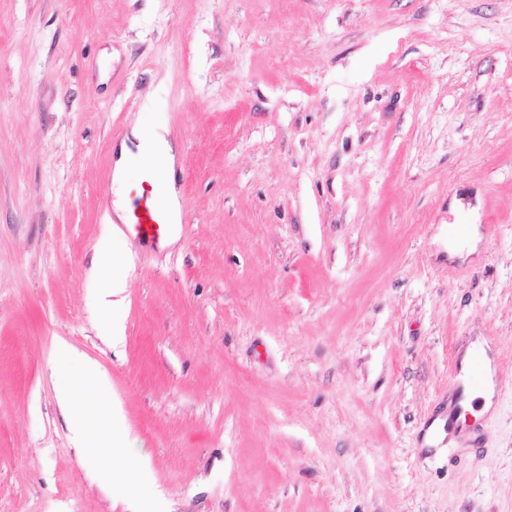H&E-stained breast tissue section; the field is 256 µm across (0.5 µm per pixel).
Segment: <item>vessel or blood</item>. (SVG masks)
Wrapping results in <instances>:
<instances>
[{
	"label": "vessel or blood",
	"mask_w": 512,
	"mask_h": 512,
	"mask_svg": "<svg viewBox=\"0 0 512 512\" xmlns=\"http://www.w3.org/2000/svg\"><path fill=\"white\" fill-rule=\"evenodd\" d=\"M145 179L128 216V230L143 243L160 244L170 234L175 217L165 192L166 161L157 152L138 158Z\"/></svg>",
	"instance_id": "b4317fda"
}]
</instances>
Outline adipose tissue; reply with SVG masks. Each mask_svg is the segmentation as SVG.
I'll use <instances>...</instances> for the list:
<instances>
[{"mask_svg":"<svg viewBox=\"0 0 512 512\" xmlns=\"http://www.w3.org/2000/svg\"><path fill=\"white\" fill-rule=\"evenodd\" d=\"M151 148L175 165L176 153L164 126L133 127L129 144L120 145L113 179L116 200L114 206L120 219H127L132 206L131 188L127 181V166L133 148ZM129 256L120 228L100 241L97 248V268H108L110 275L101 293V302L109 312H116L127 288L122 273ZM61 413L72 434L73 445L85 464L108 479L123 480L131 468V441L128 433L114 434L113 426L123 420L120 405L108 396V383L97 363L85 358L67 342H59L51 369Z\"/></svg>","mask_w":512,"mask_h":512,"instance_id":"adipose-tissue-1","label":"adipose tissue"}]
</instances>
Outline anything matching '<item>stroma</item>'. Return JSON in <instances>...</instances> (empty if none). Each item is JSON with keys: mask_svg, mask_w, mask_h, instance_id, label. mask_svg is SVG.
Masks as SVG:
<instances>
[{"mask_svg": "<svg viewBox=\"0 0 512 512\" xmlns=\"http://www.w3.org/2000/svg\"><path fill=\"white\" fill-rule=\"evenodd\" d=\"M177 146L186 222L128 239L117 149ZM475 225L455 254L448 227ZM96 360L147 466L77 454ZM486 344L494 407L422 434ZM512 512V0H0V512ZM112 234L100 241L97 248L96 267L108 270L112 267V274L107 278L106 286L101 293L103 306L112 314L121 305L120 296L127 288L126 277L122 273L123 265L129 262V256L125 251L124 235L118 224L111 218ZM113 298V299H111ZM51 381L73 445L85 464L113 481L129 477L131 441L127 432H112V424L123 420L122 409L109 398L98 364L60 341ZM105 423L109 428L101 427Z\"/></svg>", "mask_w": 512, "mask_h": 512, "instance_id": "1", "label": "stroma"}]
</instances>
